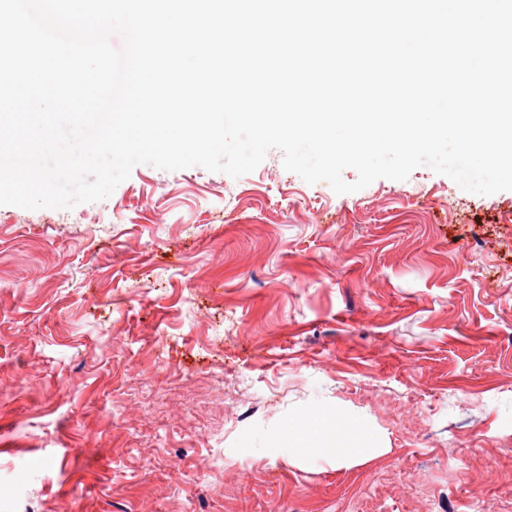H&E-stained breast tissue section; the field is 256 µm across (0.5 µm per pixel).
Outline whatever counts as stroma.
<instances>
[{
	"mask_svg": "<svg viewBox=\"0 0 512 512\" xmlns=\"http://www.w3.org/2000/svg\"><path fill=\"white\" fill-rule=\"evenodd\" d=\"M282 160L0 206V512H512V191ZM328 425L319 422L317 429L308 430L304 427H291L279 439L288 442V447L295 448L296 454L312 456L326 452L336 455L338 462L367 461L374 457L378 448L375 447L372 436L363 430H351L342 446H336L335 441L323 438Z\"/></svg>",
	"mask_w": 512,
	"mask_h": 512,
	"instance_id": "stroma-1",
	"label": "stroma"
}]
</instances>
